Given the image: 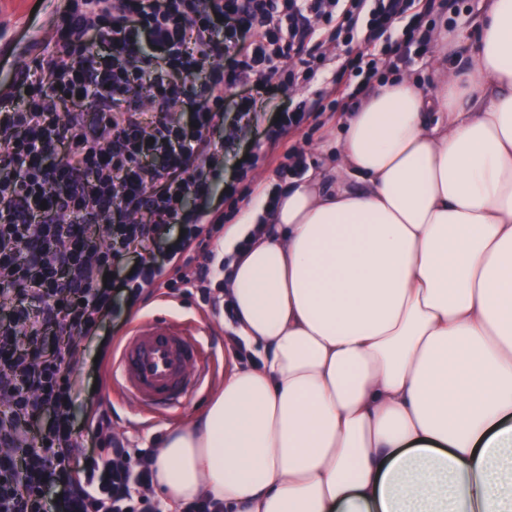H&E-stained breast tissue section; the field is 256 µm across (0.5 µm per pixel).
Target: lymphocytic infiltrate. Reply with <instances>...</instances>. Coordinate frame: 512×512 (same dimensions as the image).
I'll list each match as a JSON object with an SVG mask.
<instances>
[{"label": "lymphocytic infiltrate", "mask_w": 512, "mask_h": 512, "mask_svg": "<svg viewBox=\"0 0 512 512\" xmlns=\"http://www.w3.org/2000/svg\"><path fill=\"white\" fill-rule=\"evenodd\" d=\"M434 0H65L54 39L0 89V512H164L151 448L127 447L112 414L77 428L84 389L60 374L77 337L117 301L223 277V164L204 131L235 139L224 91L267 85L275 67L317 85L345 78V111L421 57ZM365 53L329 58L328 43ZM140 253L129 262L130 250ZM55 337L53 353L43 351ZM51 411L39 431L27 423ZM91 432L84 440L83 432Z\"/></svg>", "instance_id": "obj_1"}]
</instances>
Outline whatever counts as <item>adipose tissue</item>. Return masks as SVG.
Instances as JSON below:
<instances>
[{"label": "adipose tissue", "instance_id": "obj_1", "mask_svg": "<svg viewBox=\"0 0 512 512\" xmlns=\"http://www.w3.org/2000/svg\"><path fill=\"white\" fill-rule=\"evenodd\" d=\"M434 73L377 86L230 229L224 297L259 361L167 434L169 507L512 512V0L458 18Z\"/></svg>", "mask_w": 512, "mask_h": 512}]
</instances>
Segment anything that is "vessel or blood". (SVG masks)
Returning <instances> with one entry per match:
<instances>
[{"label":"vessel or blood","mask_w":512,"mask_h":512,"mask_svg":"<svg viewBox=\"0 0 512 512\" xmlns=\"http://www.w3.org/2000/svg\"><path fill=\"white\" fill-rule=\"evenodd\" d=\"M203 376L197 340L176 321L152 320L132 327L107 381L141 408L173 413L199 390Z\"/></svg>","instance_id":"1"}]
</instances>
